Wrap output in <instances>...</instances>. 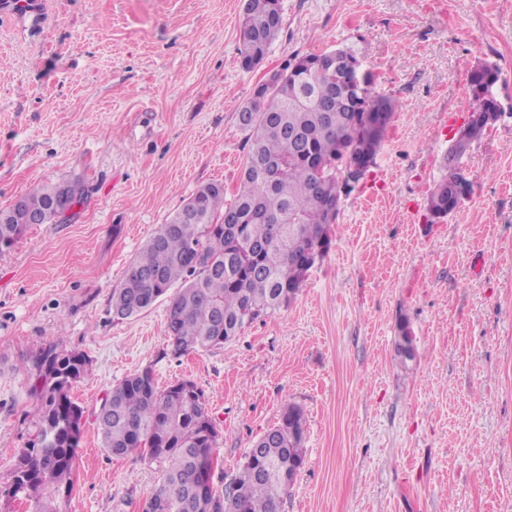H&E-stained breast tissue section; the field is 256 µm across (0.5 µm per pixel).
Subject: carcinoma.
Here are the masks:
<instances>
[{
  "mask_svg": "<svg viewBox=\"0 0 512 512\" xmlns=\"http://www.w3.org/2000/svg\"><path fill=\"white\" fill-rule=\"evenodd\" d=\"M280 0H246L242 18L241 63L262 60L282 29ZM373 78L351 47L296 56L263 88L255 89L240 119L247 157L232 202L224 183L199 186L185 205L141 248L120 287L112 290V315L127 319L170 295L166 321L167 354L222 347L257 319L288 305L304 285L313 258L332 244L336 212L327 199L349 183H361L380 150L383 135L365 137L357 124L365 112L392 119L398 104L371 93ZM499 81L487 64L467 77L473 112L501 114L479 91ZM493 125L464 124L472 143ZM442 178L426 204L442 221L459 209L448 184L465 183L450 154L441 158ZM83 203L85 189L69 181L43 185L21 197V205L0 210V251L11 248L35 224H48L63 193ZM174 294H169V291ZM89 364L79 352L53 348L37 354L41 380L36 392V437L18 449L11 498H24L32 512H49L47 491L71 488L70 474L81 441L83 409L69 392ZM103 448L114 456L132 452L166 464L162 482L146 499L143 512H280L288 494V461H304L305 417L290 405L266 437L254 442L267 473L242 463L232 487L220 496L195 487L197 470L218 457V431L205 394L190 380L161 389L147 367L112 387L95 414Z\"/></svg>",
  "mask_w": 512,
  "mask_h": 512,
  "instance_id": "1",
  "label": "carcinoma"
}]
</instances>
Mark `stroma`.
Masks as SVG:
<instances>
[{
	"label": "stroma",
	"mask_w": 512,
	"mask_h": 512,
	"mask_svg": "<svg viewBox=\"0 0 512 512\" xmlns=\"http://www.w3.org/2000/svg\"><path fill=\"white\" fill-rule=\"evenodd\" d=\"M265 58L241 65L243 0H42L35 23L0 13V210L61 180L87 197L68 224L0 252V512L35 431L32 361L84 353L70 496L54 512H142L163 466L102 446L95 413L152 368L201 388L219 431L223 492L288 405L304 463L281 512H512V0H281ZM354 47L399 104L332 246L291 303L231 344L166 355L168 299L113 317L111 296L161 224L202 184L233 200L247 148L239 112L288 59ZM496 65L503 114L461 158L472 188L432 224L427 196ZM408 323L415 358L397 353Z\"/></svg>",
	"instance_id": "35a3bbf8"
}]
</instances>
